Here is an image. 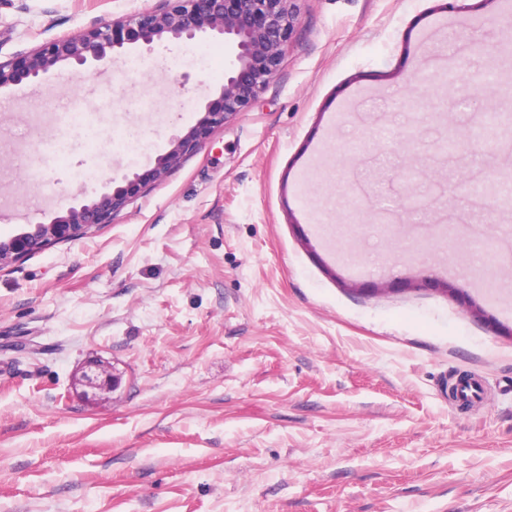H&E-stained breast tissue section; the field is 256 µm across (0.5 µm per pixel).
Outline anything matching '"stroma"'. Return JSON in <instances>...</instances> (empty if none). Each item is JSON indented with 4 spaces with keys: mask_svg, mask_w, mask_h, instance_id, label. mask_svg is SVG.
Segmentation results:
<instances>
[{
    "mask_svg": "<svg viewBox=\"0 0 512 512\" xmlns=\"http://www.w3.org/2000/svg\"><path fill=\"white\" fill-rule=\"evenodd\" d=\"M156 4L0 0V61ZM292 7L274 78L198 154L0 270V512H512V340L484 322L512 324V263L349 191L385 152L392 196L449 83L512 114V0ZM233 59L169 37L0 88V238L148 172ZM95 360L121 382L89 401L72 381Z\"/></svg>",
    "mask_w": 512,
    "mask_h": 512,
    "instance_id": "1",
    "label": "stroma"
}]
</instances>
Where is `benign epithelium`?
Instances as JSON below:
<instances>
[{"label":"benign epithelium","mask_w":512,"mask_h":512,"mask_svg":"<svg viewBox=\"0 0 512 512\" xmlns=\"http://www.w3.org/2000/svg\"><path fill=\"white\" fill-rule=\"evenodd\" d=\"M152 10L133 13L118 23L96 22L77 37L54 38L20 60L0 61V87L24 81H38L56 64L67 62L84 66L90 61L105 62L138 44L150 51L166 36L193 41L210 32L219 35L235 48L233 69L224 75L217 102L205 108L204 116L171 149L156 159L146 173L124 174L110 192L79 205L49 224H35L8 239H0V268L58 241L87 233L98 224H109L130 199L149 184L163 180L182 159L199 152L212 129L223 125L247 108L266 89L276 74L284 46L290 42L297 17L289 6L292 0H159ZM488 130L480 116L469 123L456 122L448 115V138L430 144L436 157L452 151L465 154L475 140L476 130ZM429 179L426 170L406 167L401 170L399 198L403 212L417 213L432 207V197L422 193L419 182ZM120 377L103 361L82 368L74 386L81 395L91 391L116 389Z\"/></svg>","instance_id":"benign-epithelium-1"}]
</instances>
